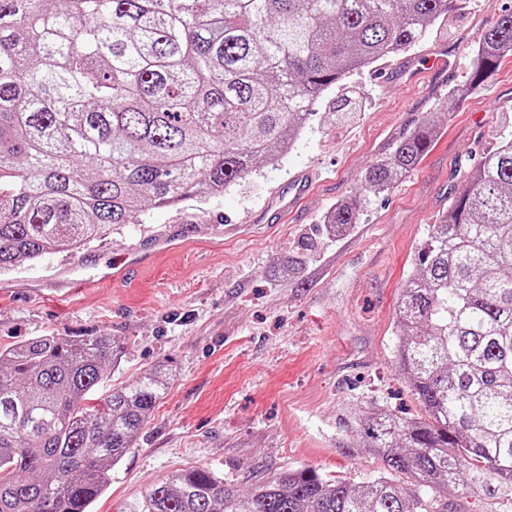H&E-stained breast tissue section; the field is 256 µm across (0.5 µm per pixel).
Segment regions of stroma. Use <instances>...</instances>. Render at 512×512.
Here are the masks:
<instances>
[{"label":"stroma","mask_w":512,"mask_h":512,"mask_svg":"<svg viewBox=\"0 0 512 512\" xmlns=\"http://www.w3.org/2000/svg\"><path fill=\"white\" fill-rule=\"evenodd\" d=\"M512 0H469L431 26L420 46L381 57L318 103L288 154L223 194L147 208L79 251L47 254L0 274V344L34 336H114L128 346L108 383L163 364L175 379L133 448L112 469L94 512H128L176 469L208 467L240 492L310 468L357 485L380 464L347 422L375 402L402 419L422 407L393 362L395 312L417 244L504 126H512V56L480 88L458 93L482 32ZM447 48L454 78L428 68ZM433 145L390 192L361 189L365 170L422 120ZM316 179L296 193L294 177ZM361 196L357 224H325ZM175 250L124 283L104 278L154 236ZM302 259L288 274L287 256ZM58 275L88 280L63 297Z\"/></svg>","instance_id":"35a3bbf8"}]
</instances>
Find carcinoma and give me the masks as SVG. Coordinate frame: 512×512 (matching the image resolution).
<instances>
[{"instance_id":"obj_1","label":"carcinoma","mask_w":512,"mask_h":512,"mask_svg":"<svg viewBox=\"0 0 512 512\" xmlns=\"http://www.w3.org/2000/svg\"><path fill=\"white\" fill-rule=\"evenodd\" d=\"M465 0H0V273L79 250L147 206L238 185L292 149L330 88L419 44ZM512 54V13L482 34L462 90ZM434 139L425 122L370 165L391 191ZM354 202L325 223H358ZM394 359L423 406L355 414L383 466L356 486L308 468L240 494L177 470L129 512H448L512 500V129L429 226L396 311ZM127 341L0 346V512H91L171 382L119 388ZM453 501L458 512H512V507L507 504L486 501L473 493Z\"/></svg>"}]
</instances>
